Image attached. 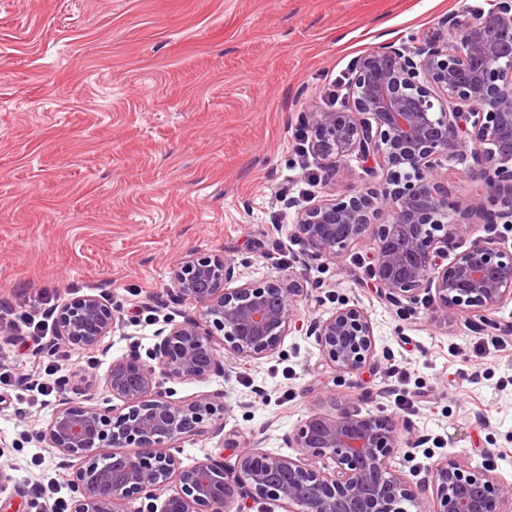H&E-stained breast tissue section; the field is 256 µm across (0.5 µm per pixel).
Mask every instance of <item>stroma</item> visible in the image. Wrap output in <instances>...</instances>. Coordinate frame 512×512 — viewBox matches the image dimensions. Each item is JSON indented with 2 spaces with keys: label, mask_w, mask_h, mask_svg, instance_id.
Returning <instances> with one entry per match:
<instances>
[{
  "label": "stroma",
  "mask_w": 512,
  "mask_h": 512,
  "mask_svg": "<svg viewBox=\"0 0 512 512\" xmlns=\"http://www.w3.org/2000/svg\"><path fill=\"white\" fill-rule=\"evenodd\" d=\"M489 0H0V299L41 290L63 302L106 294L122 327L88 351L87 379L105 398L113 359L148 357L172 307L171 265L185 253H221L241 282L291 277L307 288L301 321L359 304L374 324L376 363L350 375L291 329L275 354L230 363L204 381L163 379L177 399L226 392L222 436L182 443L193 464L223 440L283 441L330 399L397 416L395 395L421 389L409 413L429 441L404 467L448 456L490 458L512 482V335L494 344L470 314L436 324L425 303L395 306L366 284L364 240L339 263L305 259L294 238L300 208L375 188L358 162L315 180L301 152L298 115L342 105L353 59L421 34L462 5ZM0 464L23 487L70 472L36 442L55 395L21 390L33 364L44 382L69 357H37L0 339Z\"/></svg>",
  "instance_id": "stroma-1"
}]
</instances>
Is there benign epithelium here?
Segmentation results:
<instances>
[{
    "mask_svg": "<svg viewBox=\"0 0 512 512\" xmlns=\"http://www.w3.org/2000/svg\"><path fill=\"white\" fill-rule=\"evenodd\" d=\"M299 118L306 152L326 176L356 160L379 179L376 191L326 197L300 210L294 235L303 255L334 262L370 236L368 279L382 299L413 305L431 292L435 322L450 326L470 312L481 329L512 334L494 317L512 303V251L476 234L480 226L512 228V0H492L487 10L465 6L411 45L388 42L360 54L343 108ZM455 163L465 166L477 194L448 191L442 174ZM463 240L465 249L456 251ZM237 279L222 254L180 258L171 268L174 300L196 312L167 319L151 353L157 364L135 352L115 360L104 379L110 397L102 400L88 386L61 382L35 437L71 470L70 512H250L256 504L281 512H512V483L495 477L485 460L448 457L409 481L392 462L409 461L428 439L403 420L357 413L334 397L332 413H314L284 435L299 449L294 458L254 440L232 460L220 452L182 465L176 444L223 433L224 394L177 400L157 371L202 381L226 373L221 348L244 362L270 356L308 296L291 278L229 287ZM117 319L112 299L102 295L66 300L53 339L33 352L94 350ZM306 335L341 373L375 361L373 324L356 304L310 320ZM325 457L333 466L315 464ZM4 493L0 512H9L22 490L0 465Z\"/></svg>",
    "mask_w": 512,
    "mask_h": 512,
    "instance_id": "7a95c632",
    "label": "benign epithelium"
}]
</instances>
